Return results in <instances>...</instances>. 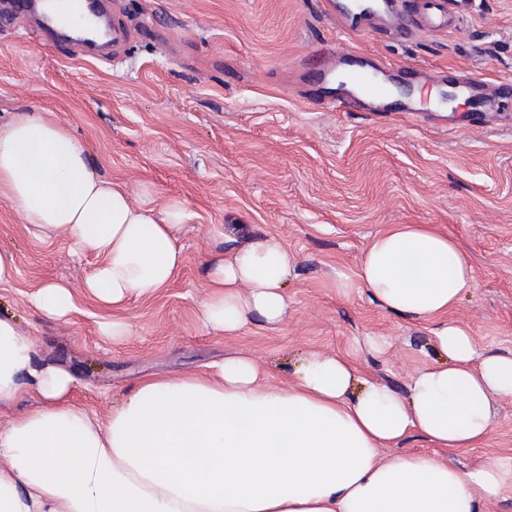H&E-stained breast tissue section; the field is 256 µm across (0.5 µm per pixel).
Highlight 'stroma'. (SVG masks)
<instances>
[{
  "label": "stroma",
  "instance_id": "obj_1",
  "mask_svg": "<svg viewBox=\"0 0 512 512\" xmlns=\"http://www.w3.org/2000/svg\"><path fill=\"white\" fill-rule=\"evenodd\" d=\"M120 2L132 35L113 61L73 52L34 24L0 23V123L42 112L134 202H177L189 215L173 282L129 298L121 315L133 333L115 340L91 301L65 323L29 305L47 280L81 288L97 258L73 252L64 233L32 238L0 196V248L17 266L0 288V316H14L41 359L76 378L78 403L103 418L143 379L202 372L235 354L278 386L312 351L350 355L365 376L405 392L432 362V326L381 308L357 278L370 242L392 224H429L454 239L474 286L452 317L479 352L512 355V0H475L447 29L400 37L337 29L323 0ZM324 45L373 54L406 86L439 70L435 90L464 74L495 95L421 120L331 111L303 81ZM269 236L296 258L284 321H253L233 336L206 327L207 257ZM501 455H512L511 398L495 402L486 442L452 459L467 468Z\"/></svg>",
  "mask_w": 512,
  "mask_h": 512
}]
</instances>
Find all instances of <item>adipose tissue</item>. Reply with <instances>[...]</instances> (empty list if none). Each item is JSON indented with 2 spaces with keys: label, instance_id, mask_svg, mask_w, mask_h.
Listing matches in <instances>:
<instances>
[{
  "label": "adipose tissue",
  "instance_id": "obj_1",
  "mask_svg": "<svg viewBox=\"0 0 512 512\" xmlns=\"http://www.w3.org/2000/svg\"><path fill=\"white\" fill-rule=\"evenodd\" d=\"M0 195L34 238L64 231L76 250L101 255L83 281L101 307L169 287L182 264L185 210L134 204L41 113L0 124ZM294 262L272 237L211 256L204 324L234 335L256 319L281 323ZM358 277L382 308L433 325L440 358L412 375L407 394L364 376L350 356L319 352L294 383L268 387L242 354L145 379L101 420L71 399L73 376L41 362L32 336L0 316V405L40 399L0 428V512H487L512 498V455L468 469L444 456L482 445L494 401L512 398V355L478 353L450 317L473 286L464 254L448 236L395 224L375 236ZM78 298L49 281L30 302L64 320ZM415 432L435 453L382 457Z\"/></svg>",
  "mask_w": 512,
  "mask_h": 512
}]
</instances>
